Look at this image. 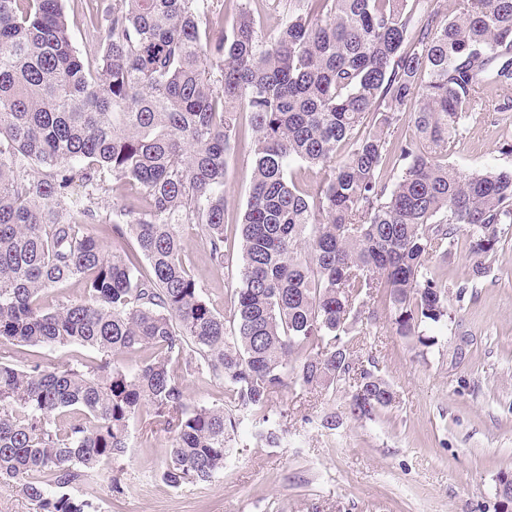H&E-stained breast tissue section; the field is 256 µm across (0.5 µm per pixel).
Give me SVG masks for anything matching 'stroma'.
<instances>
[{"mask_svg":"<svg viewBox=\"0 0 512 512\" xmlns=\"http://www.w3.org/2000/svg\"><path fill=\"white\" fill-rule=\"evenodd\" d=\"M512 112L483 110L465 121L450 164L463 171L511 169ZM250 139L228 160L225 222L236 226L252 183ZM184 259L217 310H225L239 279V250L224 267L212 264L196 226L182 230ZM459 233L449 253H433L432 276L454 297V323L429 330L423 348L395 334L387 306L357 339L354 357L375 360L397 393L395 405L366 421L347 417L348 387L304 395L284 391L270 415L285 430L280 446L258 445L242 424L234 452L211 481L173 489L157 476L169 446L144 416L129 425L122 460L124 492L109 490V465L81 494L105 512H498L496 482L512 472V224L498 253L474 276ZM61 367L98 359L88 346L15 349L16 364L33 355ZM340 426L322 427L325 414Z\"/></svg>","mask_w":512,"mask_h":512,"instance_id":"stroma-1","label":"stroma"}]
</instances>
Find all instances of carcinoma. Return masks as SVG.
<instances>
[{"label": "carcinoma", "mask_w": 512, "mask_h": 512, "mask_svg": "<svg viewBox=\"0 0 512 512\" xmlns=\"http://www.w3.org/2000/svg\"><path fill=\"white\" fill-rule=\"evenodd\" d=\"M90 4L85 57L62 0H0V488L35 512H100L73 490L126 455L143 410L170 439L160 477L174 489L223 471L245 419L278 446L268 407L285 389L351 379L349 416L375 418L396 392L353 358L367 303L385 300L397 335L433 346L425 328L452 314L429 255L463 229L478 277L512 223V169L448 164L480 91L512 88V0H459L445 20L407 0H278L269 35L246 3L230 24L214 0ZM240 112L253 179L240 282L219 312L181 227L224 266ZM405 117L417 138L397 145L388 131ZM293 160L328 172L314 192L289 179ZM112 181L134 193L103 212ZM94 224L134 250H107ZM72 280L83 300L43 305ZM73 343L100 360L12 361L15 346ZM138 354L132 371L112 361ZM205 373L234 411L188 403L185 382ZM497 489L509 512L512 476Z\"/></svg>", "instance_id": "carcinoma-1"}]
</instances>
